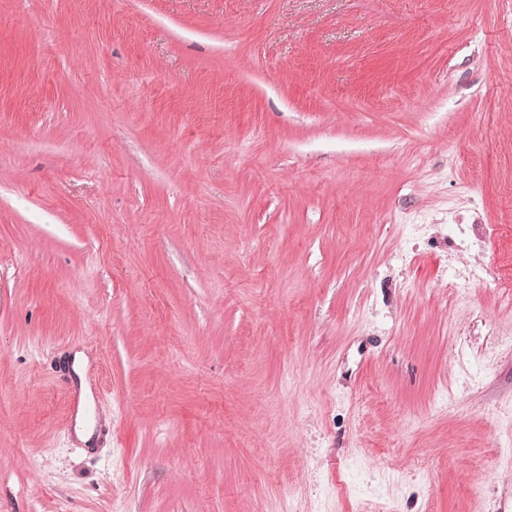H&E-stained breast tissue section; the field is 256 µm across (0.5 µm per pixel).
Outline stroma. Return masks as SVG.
I'll return each mask as SVG.
<instances>
[{"label": "stroma", "mask_w": 512, "mask_h": 512, "mask_svg": "<svg viewBox=\"0 0 512 512\" xmlns=\"http://www.w3.org/2000/svg\"><path fill=\"white\" fill-rule=\"evenodd\" d=\"M505 274L512 0H0V512H512Z\"/></svg>", "instance_id": "1"}]
</instances>
